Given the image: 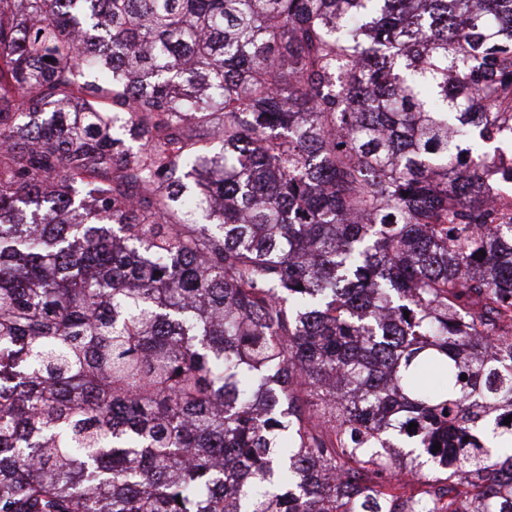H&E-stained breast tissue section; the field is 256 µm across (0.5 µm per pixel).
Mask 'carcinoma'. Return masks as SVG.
Segmentation results:
<instances>
[{
    "instance_id": "obj_1",
    "label": "carcinoma",
    "mask_w": 512,
    "mask_h": 512,
    "mask_svg": "<svg viewBox=\"0 0 512 512\" xmlns=\"http://www.w3.org/2000/svg\"><path fill=\"white\" fill-rule=\"evenodd\" d=\"M2 142L0 512H512V0H0Z\"/></svg>"
}]
</instances>
